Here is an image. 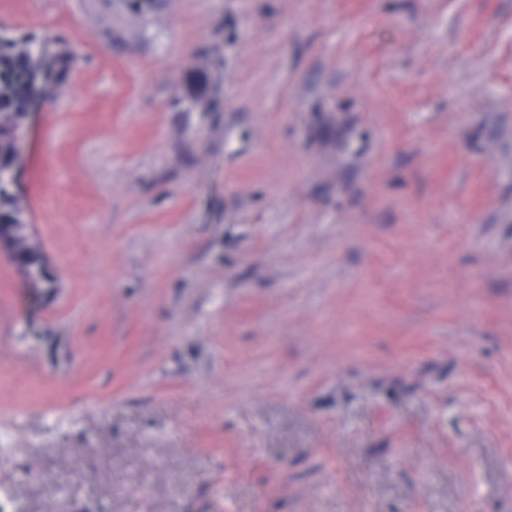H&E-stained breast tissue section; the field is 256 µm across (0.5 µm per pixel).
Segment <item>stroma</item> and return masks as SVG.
Listing matches in <instances>:
<instances>
[{
  "label": "stroma",
  "instance_id": "stroma-1",
  "mask_svg": "<svg viewBox=\"0 0 512 512\" xmlns=\"http://www.w3.org/2000/svg\"><path fill=\"white\" fill-rule=\"evenodd\" d=\"M72 51L0 253V512H512V0H0Z\"/></svg>",
  "mask_w": 512,
  "mask_h": 512
}]
</instances>
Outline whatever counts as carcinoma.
Wrapping results in <instances>:
<instances>
[{
  "label": "carcinoma",
  "instance_id": "carcinoma-1",
  "mask_svg": "<svg viewBox=\"0 0 512 512\" xmlns=\"http://www.w3.org/2000/svg\"><path fill=\"white\" fill-rule=\"evenodd\" d=\"M34 42V38L0 36V140L17 138L25 131L31 95L48 94L49 80L71 58V53L53 40L39 41L36 52ZM13 183V175L0 171V225L15 224L23 234L27 205L12 190Z\"/></svg>",
  "mask_w": 512,
  "mask_h": 512
}]
</instances>
